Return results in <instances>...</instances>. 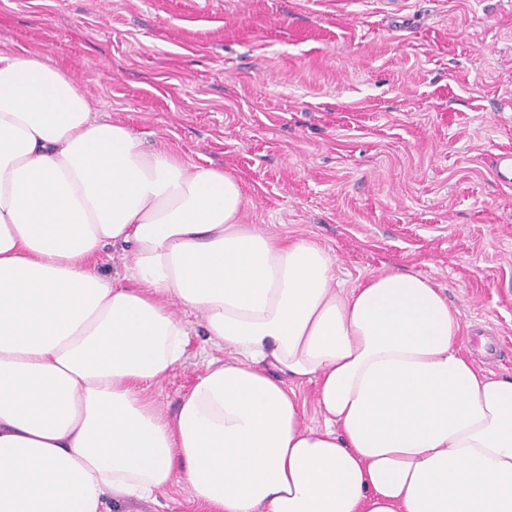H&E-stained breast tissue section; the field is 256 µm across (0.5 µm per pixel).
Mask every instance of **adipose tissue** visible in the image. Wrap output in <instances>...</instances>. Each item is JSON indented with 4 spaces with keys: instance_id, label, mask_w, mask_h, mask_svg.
Segmentation results:
<instances>
[{
    "instance_id": "adipose-tissue-1",
    "label": "adipose tissue",
    "mask_w": 512,
    "mask_h": 512,
    "mask_svg": "<svg viewBox=\"0 0 512 512\" xmlns=\"http://www.w3.org/2000/svg\"><path fill=\"white\" fill-rule=\"evenodd\" d=\"M246 205L61 68L0 52V512H109L180 482L206 512H512V380L462 353L443 290L342 287L328 249ZM113 245L120 279L95 266ZM196 324L225 357L167 416L146 390Z\"/></svg>"
}]
</instances>
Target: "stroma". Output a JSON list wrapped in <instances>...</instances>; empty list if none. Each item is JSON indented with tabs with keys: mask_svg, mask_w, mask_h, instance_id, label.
<instances>
[{
	"mask_svg": "<svg viewBox=\"0 0 512 512\" xmlns=\"http://www.w3.org/2000/svg\"><path fill=\"white\" fill-rule=\"evenodd\" d=\"M0 0V52L50 61L146 147L224 169L242 221L303 235L346 283L444 288L463 348L512 379V0ZM223 357L193 327L166 414ZM111 512H205L187 486Z\"/></svg>",
	"mask_w": 512,
	"mask_h": 512,
	"instance_id": "obj_1",
	"label": "stroma"
}]
</instances>
